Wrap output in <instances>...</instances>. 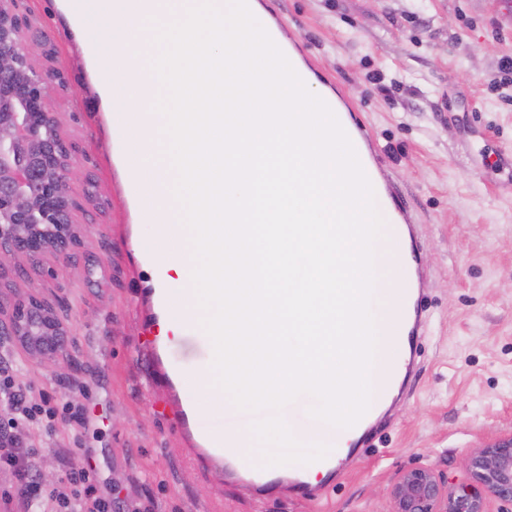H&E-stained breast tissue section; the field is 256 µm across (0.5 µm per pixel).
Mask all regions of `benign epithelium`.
Instances as JSON below:
<instances>
[{
  "label": "benign epithelium",
  "mask_w": 512,
  "mask_h": 512,
  "mask_svg": "<svg viewBox=\"0 0 512 512\" xmlns=\"http://www.w3.org/2000/svg\"><path fill=\"white\" fill-rule=\"evenodd\" d=\"M16 0H0V269L80 243L67 178L75 169L50 106V75L32 63L35 40ZM43 364L66 352L68 330L55 309L35 296L0 291V342ZM466 481L452 484L433 468L398 473L392 512H489V500L512 505V436L472 451Z\"/></svg>",
  "instance_id": "benign-epithelium-1"
}]
</instances>
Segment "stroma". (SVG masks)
Returning <instances> with one entry per match:
<instances>
[{"mask_svg": "<svg viewBox=\"0 0 512 512\" xmlns=\"http://www.w3.org/2000/svg\"><path fill=\"white\" fill-rule=\"evenodd\" d=\"M262 2L319 83L369 129L373 162L419 230L425 334L412 389L375 420L360 453L339 461L319 502L285 481L257 494L223 465L189 462L199 430H234L256 414L180 420L171 375L194 369L208 346L190 327L161 347L145 335L159 320L153 269L131 242L151 227L133 215L112 161V117L95 104L55 0H17L38 42L34 66L61 74L49 95L75 150L69 194L83 236L67 258L48 253L0 277L4 291L56 306L69 330L65 356L50 367L1 351L35 394L74 404L53 434L36 436L41 470L59 472V450L79 434L112 512H391L400 471L430 466L460 483L470 452L512 435V73L502 70L512 13L503 0ZM373 72L388 95L373 90Z\"/></svg>", "mask_w": 512, "mask_h": 512, "instance_id": "1", "label": "stroma"}]
</instances>
